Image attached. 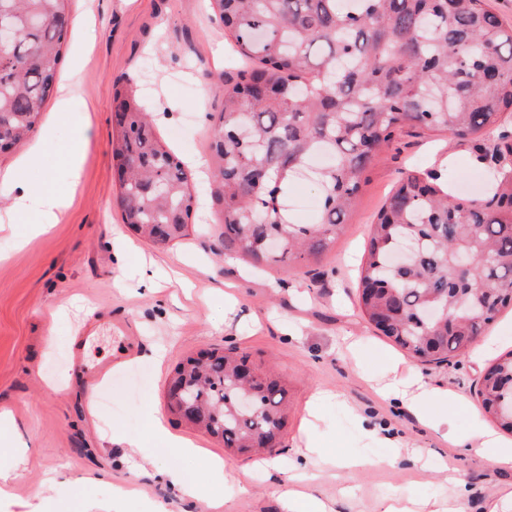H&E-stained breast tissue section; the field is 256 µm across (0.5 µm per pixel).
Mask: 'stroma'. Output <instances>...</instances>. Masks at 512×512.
I'll use <instances>...</instances> for the list:
<instances>
[{
  "instance_id": "35a3bbf8",
  "label": "stroma",
  "mask_w": 512,
  "mask_h": 512,
  "mask_svg": "<svg viewBox=\"0 0 512 512\" xmlns=\"http://www.w3.org/2000/svg\"><path fill=\"white\" fill-rule=\"evenodd\" d=\"M74 24L95 19L92 49L79 73L80 95L63 117L55 98L41 108L34 138L43 140L39 167L20 172L23 182L52 174L67 184L66 150L81 133L90 146L74 202L63 220L32 237L24 219L9 220L11 199L0 196V412H10L16 432H0V471L18 472L13 497L0 512H110L116 486L133 484L123 512H211L207 501L175 498L152 474L173 466L190 482L207 485L224 500L222 512H281L280 500L294 488L287 467L296 457L315 390L333 392L312 429L321 454L388 455L369 438L366 423L412 440L416 456H401L394 468L318 472L317 495L332 512H376L405 490L434 502L453 494L439 459L462 479L466 512H486L512 486L511 468H494L462 452L454 438L435 434L404 411L398 399L378 392L391 374L387 358L400 349L362 316L357 303L358 270L370 224L402 175L434 170L459 179L472 171L469 142L446 131L404 128L372 163L347 224L319 259L265 269L225 245L221 212L202 169L199 205L186 237L163 247L136 241L124 266L112 258L111 238L123 230L120 192L112 161L113 92L146 96L160 114L163 139L183 156L208 157L211 118L221 110L225 84L239 81L243 64L234 56L209 0H69ZM210 89L204 112L194 103L200 84ZM154 266L155 293H142L141 266ZM494 340L491 352L465 351L444 362L407 359L406 365L433 384L463 394L469 411L435 407L455 431L469 434L474 418L488 428L477 395L495 355L512 349V311L499 312L478 345ZM163 348V362L149 357ZM204 348L249 354L258 372L275 374L287 390L286 426L276 452L283 468L256 470L247 490L237 475L251 458L225 449L222 440L180 420L168 407L174 366ZM167 430L224 459L225 481L211 482L195 457L172 456L150 431V416ZM136 440L137 448L114 445L112 431Z\"/></svg>"
}]
</instances>
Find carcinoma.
Instances as JSON below:
<instances>
[{"label":"carcinoma","instance_id":"cac0c4a2","mask_svg":"<svg viewBox=\"0 0 512 512\" xmlns=\"http://www.w3.org/2000/svg\"><path fill=\"white\" fill-rule=\"evenodd\" d=\"M234 51L258 66L224 90L210 169L224 241L255 265L284 266L325 254L381 151L406 126L446 129L473 142L490 171L481 196H464L432 172L396 183L371 225L358 282L362 315L423 362L473 344L512 305V25L491 0H210ZM32 15L42 25L29 23ZM18 52L0 57V152L25 141L53 90L70 26L68 0H14ZM112 157L125 173L123 223L163 246L186 235L197 204L185 162L156 133L136 95L116 91ZM321 149L317 217L295 224L276 200ZM263 169L266 180L258 182ZM401 241L415 248L394 263ZM465 253L470 269L455 259ZM249 355L202 350L174 369L196 400L169 405L180 419L245 455L269 452L284 428L286 389L257 373ZM251 409L239 405L244 389ZM481 407L512 431V351L487 369Z\"/></svg>","mask_w":512,"mask_h":512}]
</instances>
